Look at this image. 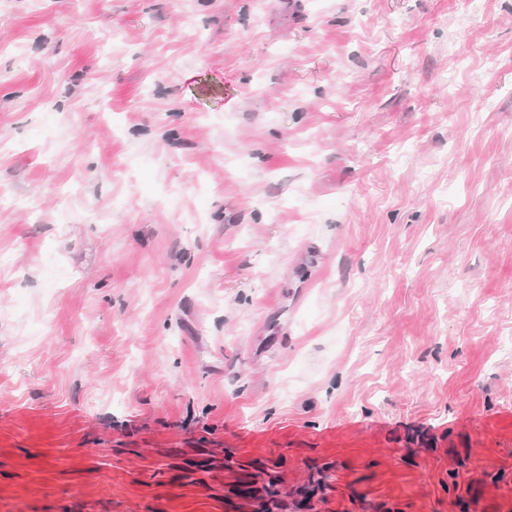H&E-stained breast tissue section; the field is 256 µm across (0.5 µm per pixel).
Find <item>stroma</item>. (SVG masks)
<instances>
[{
    "instance_id": "stroma-1",
    "label": "stroma",
    "mask_w": 512,
    "mask_h": 512,
    "mask_svg": "<svg viewBox=\"0 0 512 512\" xmlns=\"http://www.w3.org/2000/svg\"><path fill=\"white\" fill-rule=\"evenodd\" d=\"M512 512V0H0V512Z\"/></svg>"
}]
</instances>
